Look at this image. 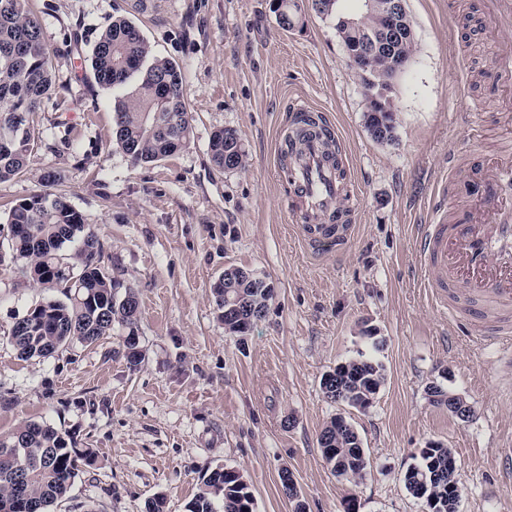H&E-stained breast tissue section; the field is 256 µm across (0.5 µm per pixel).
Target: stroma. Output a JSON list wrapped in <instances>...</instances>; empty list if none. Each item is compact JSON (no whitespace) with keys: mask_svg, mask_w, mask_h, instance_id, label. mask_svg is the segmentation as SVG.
Here are the masks:
<instances>
[{"mask_svg":"<svg viewBox=\"0 0 512 512\" xmlns=\"http://www.w3.org/2000/svg\"><path fill=\"white\" fill-rule=\"evenodd\" d=\"M276 0H31L57 87L31 117L34 148L23 175L0 182V435L50 424L93 449L56 512H188L211 470H238L254 512H428L405 486L428 444L451 448L458 512H512V482L497 452L512 438V395L497 351L476 346L429 303L418 283L417 224L449 154H465L467 125L491 130L488 153L512 134L498 110L502 89L480 26L482 0H406L415 50L394 81V139L364 122L365 89L334 23L302 4L282 29ZM121 15L157 57L182 68L192 139L173 156L133 163L113 150L112 91L90 56ZM301 98L340 132L361 193L343 253L305 250L284 202L288 161L276 147L288 104ZM487 109L471 114L470 101ZM235 130L246 151L236 170L216 166L212 133ZM92 224L105 267L139 298L136 333L145 358L130 366L125 329L70 344L47 361L24 360L8 339L49 293L23 278L8 248L9 208L40 188L47 170ZM252 270L274 290L245 336L217 318L213 286L226 268ZM385 380L363 410L328 399L323 375L359 354ZM460 395L468 419L433 402L429 386ZM360 436L362 479L338 476L318 436L336 415ZM289 471L299 500L282 491Z\"/></svg>","mask_w":512,"mask_h":512,"instance_id":"35a3bbf8","label":"stroma"}]
</instances>
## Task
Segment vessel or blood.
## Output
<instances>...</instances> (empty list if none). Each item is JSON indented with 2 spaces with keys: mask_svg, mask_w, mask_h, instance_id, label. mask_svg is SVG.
<instances>
[{
  "mask_svg": "<svg viewBox=\"0 0 512 512\" xmlns=\"http://www.w3.org/2000/svg\"><path fill=\"white\" fill-rule=\"evenodd\" d=\"M484 20L491 32H511L512 0H485ZM491 61L503 84L512 85V45L498 46ZM288 157L290 223L299 225L311 250H343L360 208L343 158H332L319 134L309 135ZM478 177L494 196L492 218L478 220L468 211L471 184L452 190L437 186L440 200L415 246L424 262L425 285L440 304H447L452 292L484 300L479 316L485 339L498 344L512 363V153L479 170Z\"/></svg>",
  "mask_w": 512,
  "mask_h": 512,
  "instance_id": "vessel-or-blood-1",
  "label": "vessel or blood"
}]
</instances>
